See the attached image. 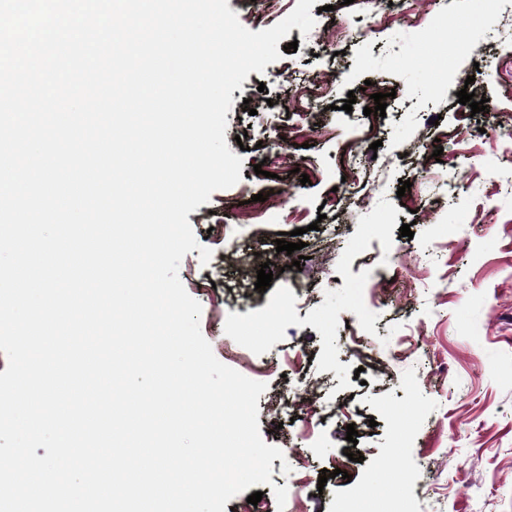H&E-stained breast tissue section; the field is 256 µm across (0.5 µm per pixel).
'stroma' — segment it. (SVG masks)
<instances>
[{
	"label": "stroma",
	"instance_id": "35a3bbf8",
	"mask_svg": "<svg viewBox=\"0 0 512 512\" xmlns=\"http://www.w3.org/2000/svg\"><path fill=\"white\" fill-rule=\"evenodd\" d=\"M384 7L317 0L311 32L292 27L280 60L232 91L225 140L241 179L188 214L213 257L192 250L178 276L218 360L244 352L249 378L281 361L258 399L262 438L283 452L260 487L268 512H293L305 473L309 512H512V141L457 101L466 88L512 113V0H446L418 24L420 0H406L404 16L357 37ZM284 70L311 89L318 132L304 142L275 138L291 112ZM368 82L387 96L384 116L364 115L361 100L344 111ZM369 137L376 153L356 146ZM422 146L443 154L420 175ZM284 184L296 189L292 220L264 211L258 236L238 223L241 202ZM216 224L225 238L210 235ZM298 228L295 269L275 240ZM264 265L273 280L261 292ZM311 382L315 403L270 410L271 396ZM350 424L363 460L342 478Z\"/></svg>",
	"mask_w": 512,
	"mask_h": 512
}]
</instances>
